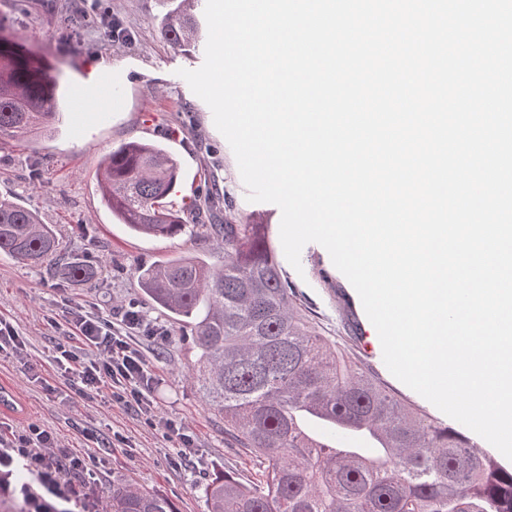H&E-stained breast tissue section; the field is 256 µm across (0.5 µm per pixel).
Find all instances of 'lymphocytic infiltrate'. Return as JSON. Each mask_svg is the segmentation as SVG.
I'll return each mask as SVG.
<instances>
[{"label":"lymphocytic infiltrate","instance_id":"obj_1","mask_svg":"<svg viewBox=\"0 0 512 512\" xmlns=\"http://www.w3.org/2000/svg\"><path fill=\"white\" fill-rule=\"evenodd\" d=\"M63 320L80 344L58 345L56 362L68 374L75 395L106 387L111 401L151 415L154 377L137 339L162 345L169 330L133 304L113 310L108 318L71 305ZM104 461L99 452L75 454L39 424L17 431L0 422V498L22 500L26 512H64L70 503L81 512H98L93 485Z\"/></svg>","mask_w":512,"mask_h":512}]
</instances>
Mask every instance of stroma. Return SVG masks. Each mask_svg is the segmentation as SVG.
Returning a JSON list of instances; mask_svg holds the SVG:
<instances>
[{
    "label": "stroma",
    "instance_id": "35a3bbf8",
    "mask_svg": "<svg viewBox=\"0 0 512 512\" xmlns=\"http://www.w3.org/2000/svg\"><path fill=\"white\" fill-rule=\"evenodd\" d=\"M80 7V0H0V27L52 66L64 93V119L57 131L30 142L0 140V195L54 225L64 252L106 264L90 286L0 255V319L18 330L27 352L23 364L0 355V383L10 386L22 407L18 414L0 412V421L17 428L44 425L80 454L93 449L95 440L109 442L101 474L104 495H111L113 481H130L168 496L178 512H207V478L249 474L254 462L225 435L223 418L202 397L194 377L199 351L190 330L169 321L143 295L138 270L193 255L221 266L224 245L204 235L206 224H265L272 246L280 247L281 212L271 203L247 201L236 158L210 108L177 74L181 68H199L204 51L187 54L162 38L168 10L163 0H100L101 13L124 32L116 40L89 21L75 29L61 27L60 15L78 13ZM134 139L161 145L178 163L171 200L186 208L189 228L176 237L131 233L101 199L97 173L104 156ZM213 193L222 199L214 213L203 207ZM277 260L317 333L336 340L415 412L455 427V420L365 354L364 343L380 347L379 336L374 331L362 336L341 295L348 280L321 245L304 246L301 269H294L285 255ZM70 302L103 316L131 302L168 326V342L143 341V354L155 377L154 411L190 436L191 459H180L178 437L162 436L119 404L100 397L69 399L68 377L54 362L56 346L65 337L54 321Z\"/></svg>",
    "mask_w": 512,
    "mask_h": 512
}]
</instances>
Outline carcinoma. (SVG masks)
<instances>
[{
  "instance_id": "carcinoma-1",
  "label": "carcinoma",
  "mask_w": 512,
  "mask_h": 512,
  "mask_svg": "<svg viewBox=\"0 0 512 512\" xmlns=\"http://www.w3.org/2000/svg\"><path fill=\"white\" fill-rule=\"evenodd\" d=\"M162 27L176 49L200 37L198 0H164ZM59 84L16 41L0 35V138L24 140L63 120ZM176 160L160 145L132 140L100 166L98 190L112 215L138 234L173 237L184 211L167 198ZM224 264L200 256L143 267L146 296L190 329L200 351L197 380L224 433L259 461L254 478L227 473L204 488L208 512H512V468L476 451L463 434L414 412L320 336L295 306L265 224H211ZM48 265L90 283L103 264L62 252L56 231L14 200L0 198V254ZM315 419L366 448L333 452L303 425ZM106 512H177L159 492L112 482Z\"/></svg>"
}]
</instances>
